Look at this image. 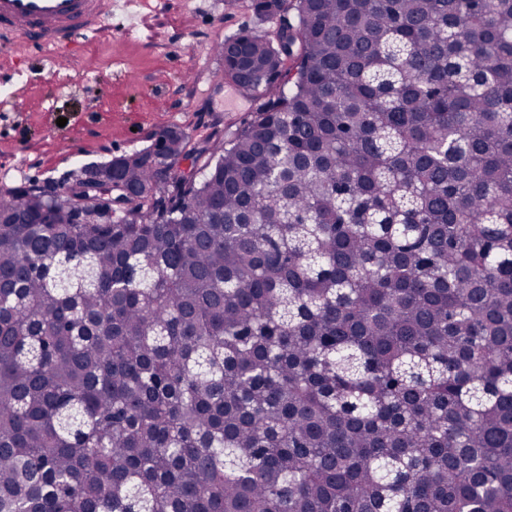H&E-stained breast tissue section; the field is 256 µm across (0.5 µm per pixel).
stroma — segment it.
<instances>
[{
    "instance_id": "35a3bbf8",
    "label": "stroma",
    "mask_w": 512,
    "mask_h": 512,
    "mask_svg": "<svg viewBox=\"0 0 512 512\" xmlns=\"http://www.w3.org/2000/svg\"><path fill=\"white\" fill-rule=\"evenodd\" d=\"M244 28L269 35L275 24L256 18L252 0H112L105 29L77 40L68 67L1 45L0 190L60 181L144 150L169 128L227 139L256 108L217 57Z\"/></svg>"
}]
</instances>
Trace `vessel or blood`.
I'll list each match as a JSON object with an SVG mask.
<instances>
[{
	"label": "vessel or blood",
	"instance_id": "vessel-or-blood-1",
	"mask_svg": "<svg viewBox=\"0 0 512 512\" xmlns=\"http://www.w3.org/2000/svg\"><path fill=\"white\" fill-rule=\"evenodd\" d=\"M112 0H0V38L58 51L101 29Z\"/></svg>",
	"mask_w": 512,
	"mask_h": 512
}]
</instances>
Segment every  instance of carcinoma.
<instances>
[{"instance_id": "carcinoma-1", "label": "carcinoma", "mask_w": 512, "mask_h": 512, "mask_svg": "<svg viewBox=\"0 0 512 512\" xmlns=\"http://www.w3.org/2000/svg\"><path fill=\"white\" fill-rule=\"evenodd\" d=\"M253 9L227 140L0 191V512H512V0Z\"/></svg>"}]
</instances>
